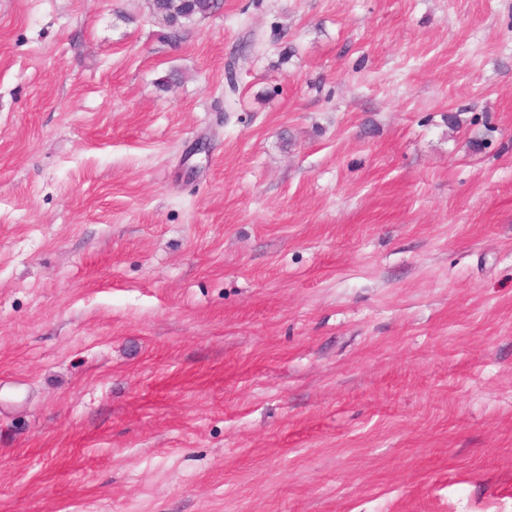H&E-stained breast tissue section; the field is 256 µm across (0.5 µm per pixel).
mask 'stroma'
Segmentation results:
<instances>
[{"mask_svg":"<svg viewBox=\"0 0 512 512\" xmlns=\"http://www.w3.org/2000/svg\"><path fill=\"white\" fill-rule=\"evenodd\" d=\"M0 0V512H512V0ZM178 4L175 0H158L154 6L156 16L162 18L169 26L175 27L183 20L211 13L218 8V4L213 0H193V3L184 2L180 7H177Z\"/></svg>","mask_w":512,"mask_h":512,"instance_id":"obj_1","label":"stroma"}]
</instances>
